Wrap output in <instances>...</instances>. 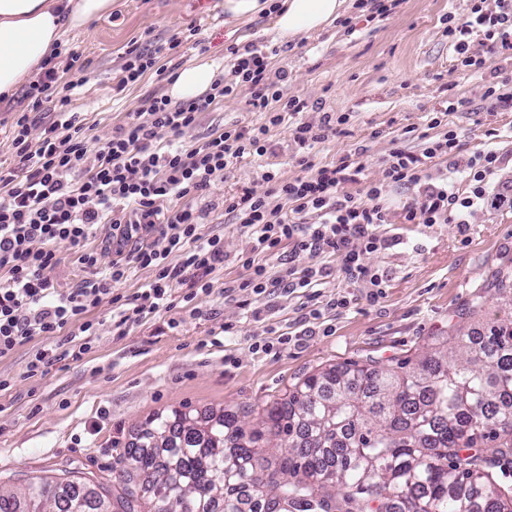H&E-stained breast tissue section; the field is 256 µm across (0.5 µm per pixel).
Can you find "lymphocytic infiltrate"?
I'll list each match as a JSON object with an SVG mask.
<instances>
[{
	"instance_id": "obj_1",
	"label": "lymphocytic infiltrate",
	"mask_w": 512,
	"mask_h": 512,
	"mask_svg": "<svg viewBox=\"0 0 512 512\" xmlns=\"http://www.w3.org/2000/svg\"><path fill=\"white\" fill-rule=\"evenodd\" d=\"M494 2L491 9L474 5L465 19L449 28L461 67L482 70L497 58H512V0ZM476 36L481 37L485 54L470 53L469 43ZM183 44L176 36L167 47L152 51L130 46L117 90L139 82L154 68L158 55ZM79 60L72 52L65 67H57L52 59L44 63L28 86L27 111L11 126L13 162L0 165V356L34 337L54 338V345L37 350L28 362L32 375L90 351L96 324L88 314L103 300L118 306L124 325L169 308L174 285L188 281L193 288L208 291L209 275L224 262V240L202 234L208 213L198 208V200L240 159L264 155L269 128L286 118L296 120L293 141L303 166L315 144L335 130L329 114L316 125L298 121L305 102L285 96L271 77L269 51L256 48L236 54L231 80H216L214 92L175 105L164 97L150 98L93 150L83 134L81 113L58 89L60 70H73ZM242 83L251 89L253 111L268 114L267 124L218 131L188 149L175 145V137ZM48 105L55 118L40 135H33L30 115ZM457 148L455 136L448 134L427 140L417 151L394 147L382 159L385 181L416 190L420 199L419 205L406 209L407 223L461 225L472 208L490 203L486 176L498 164L496 152L483 151L465 162L474 183L471 195L459 196L448 182L432 181L431 168L447 162ZM363 172L357 152L291 180L269 172L264 176L268 190L241 188L225 199L224 210L247 229L255 255L278 254L286 242L292 254L307 252L336 260L349 279L378 295L386 282L363 258L389 247V240L376 229L388 223L390 207L380 186L367 185L360 193L345 191V184L360 182ZM167 200L175 202V209H162ZM104 224L112 227L115 257L102 269L97 253L82 245ZM62 244L80 248V264L99 270V277L58 292L49 273ZM138 268L153 269L154 276L131 302H124L112 287L127 281Z\"/></svg>"
}]
</instances>
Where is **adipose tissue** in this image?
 Segmentation results:
<instances>
[{
    "instance_id": "obj_1",
    "label": "adipose tissue",
    "mask_w": 512,
    "mask_h": 512,
    "mask_svg": "<svg viewBox=\"0 0 512 512\" xmlns=\"http://www.w3.org/2000/svg\"><path fill=\"white\" fill-rule=\"evenodd\" d=\"M350 0H224L229 20L273 15L276 41L289 44L325 31L349 7ZM112 10V0H0V98L38 73L65 32L81 30ZM220 65L197 60L179 70L169 87L173 101H189L208 92Z\"/></svg>"
}]
</instances>
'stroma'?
<instances>
[{
	"instance_id": "1",
	"label": "stroma",
	"mask_w": 512,
	"mask_h": 512,
	"mask_svg": "<svg viewBox=\"0 0 512 512\" xmlns=\"http://www.w3.org/2000/svg\"><path fill=\"white\" fill-rule=\"evenodd\" d=\"M220 0H112L110 14L85 30L67 33L62 49L80 54L88 68L70 73L78 81L72 106L84 113L90 145L111 136L126 113L151 97L165 96L178 70L203 58L231 61V48L274 45L269 15L245 23L225 22ZM473 0H399L387 14L368 20L367 9L351 7L343 22L325 32L278 46L273 70L285 71L289 95L308 104L299 121L319 123L324 113L345 116L311 152L313 164L339 162L361 151L363 183H382L391 203L380 235L395 237L387 250L365 255L366 265L386 281L373 301L362 284L340 271L336 261L300 254L296 270L327 267L315 291L268 288L260 295L246 288L252 270L245 259L247 232L225 213L224 198L240 188L263 192L265 172L292 179L304 175L291 130L271 127L268 152L241 159L227 169L200 202L209 212L202 232L224 239V263L211 274L209 292L192 301L190 287L176 285L170 308L121 328L110 303L92 309L96 324L91 352L80 360L60 361L29 375L34 338L0 357V480L15 489L35 477H67L72 472L112 478L118 459L137 426L154 413L177 409L204 415L229 407L245 427H261L266 404L284 397L300 378L347 361L373 360L395 365L422 354L451 327L479 331L492 319L512 318V210L480 206L467 228L449 222L425 227L404 221L415 191L383 184L380 161L393 145L421 148L423 133L438 138L455 132L461 157L493 150L500 163L486 179L490 194L512 195V105L486 96L492 83L512 88V59L496 69L469 71L457 63L448 35L450 21L465 18ZM197 27L202 46L161 56L164 75L148 73L116 91L123 55L131 43L146 47L167 42ZM276 45V44H275ZM248 87H237L214 111L180 138L189 147L206 141L214 129L257 127L268 116L250 111ZM463 99L447 111L450 98ZM440 126L428 128L430 114ZM78 249L57 250L50 277L64 291L91 280ZM349 305L336 306L338 296ZM320 310L322 319L311 316ZM289 336L287 347L255 350V341Z\"/></svg>"
}]
</instances>
